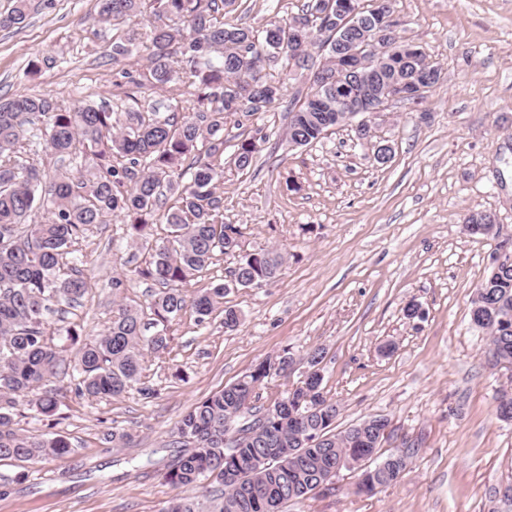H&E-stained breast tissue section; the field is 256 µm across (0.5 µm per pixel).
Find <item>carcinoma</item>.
<instances>
[{
	"mask_svg": "<svg viewBox=\"0 0 512 512\" xmlns=\"http://www.w3.org/2000/svg\"><path fill=\"white\" fill-rule=\"evenodd\" d=\"M329 0H309L291 19L271 18L259 26L226 25L220 8L235 0H99L98 21L112 24V62L142 46L146 64L136 85L168 90L175 101L113 112L76 100L67 107L54 99L17 95L0 101V460H42L69 451L68 442L49 434L27 436L13 428L18 398H28L37 414L50 418L62 403L59 389L44 388L50 377L69 378L75 390L96 399L115 397L141 381L147 354L169 348V323L190 309L199 324L209 320L227 293L218 282L189 300L180 285L207 270L219 256H237L227 277L240 288H258L276 279L285 262L274 246L241 253L243 232L224 223L220 183L224 165L248 172L264 140L260 131L235 144L224 156V123L250 117L281 104L288 71V24L322 13ZM38 0H13L0 14V28L18 27ZM148 23L141 36L139 26ZM327 30L310 44L336 65ZM336 100L326 108L306 100L291 104L288 140L296 147L320 141L349 124ZM45 141L46 158L76 156L79 168L51 175L23 154V142ZM120 215L136 238L155 224L169 234L151 247V259L137 269L160 285L147 306L117 304L108 329L81 337L66 330L75 347L69 359L54 342L50 306L73 305L85 292L77 257L69 248L94 224ZM489 213L466 217L470 234L485 235ZM473 327L486 333L488 357L512 360V262L490 269L471 300ZM162 329L148 334L152 327ZM324 349L306 354L309 369L301 385L263 394L264 381L278 369L261 362L237 381L196 404L180 419L168 447L175 449L160 475L175 487H223L213 512H284L303 500L321 477L336 478V463L351 462L364 451L378 456L374 466H353L357 488L370 493L397 482L411 454H382L387 437L369 433L353 438L356 425L336 431L339 407L323 386ZM278 432L275 440L258 437L225 455L226 429L247 431L262 415ZM236 471L224 482V469Z\"/></svg>",
	"mask_w": 512,
	"mask_h": 512,
	"instance_id": "obj_1",
	"label": "carcinoma"
}]
</instances>
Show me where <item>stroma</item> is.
<instances>
[{"instance_id":"obj_1","label":"stroma","mask_w":512,"mask_h":512,"mask_svg":"<svg viewBox=\"0 0 512 512\" xmlns=\"http://www.w3.org/2000/svg\"><path fill=\"white\" fill-rule=\"evenodd\" d=\"M305 2L238 0L224 20L257 26L296 16ZM98 10V0H52L25 27L0 29V99L43 95L115 110L161 100L130 80L143 50L113 62L112 28L97 22ZM392 10L401 40L420 46L442 79L420 105L395 99L368 116L375 135L390 139L391 161L377 163L351 125L292 146L286 104L227 122L230 143L256 129L266 140L249 173L225 170L224 221L242 227L245 250L277 246L281 274L228 291L225 306L242 314L236 330L219 312L203 325L190 311L173 321L167 352L145 359L141 380L153 397L135 387L99 400L70 391L50 421L19 404V433L57 434L70 448L38 463L0 461V512H162L185 496L209 505L203 490L157 474L181 417L286 353L294 365L268 385L291 389L317 347L326 351L323 384L339 406L337 430L383 416L393 430L387 449H416L397 483L360 494L344 470L288 512H491L489 489L512 478V423L494 415L498 392H512V370L488 365L469 311L502 243L512 242V0H393ZM474 212L494 214L497 233L467 234L464 219ZM71 249L86 291L48 317L63 349L62 330L100 335L114 297L144 306L155 290L136 274L149 254L121 218L91 226ZM411 302L423 319L405 317ZM388 342L395 350L385 356L379 348ZM115 431L128 440L112 443ZM23 472L27 480L17 482Z\"/></svg>"}]
</instances>
